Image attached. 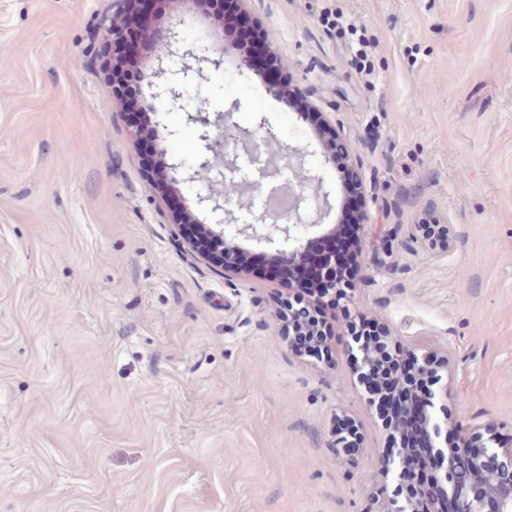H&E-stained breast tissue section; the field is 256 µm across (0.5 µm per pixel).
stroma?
I'll list each match as a JSON object with an SVG mask.
<instances>
[{"label": "stroma", "instance_id": "obj_1", "mask_svg": "<svg viewBox=\"0 0 512 512\" xmlns=\"http://www.w3.org/2000/svg\"><path fill=\"white\" fill-rule=\"evenodd\" d=\"M116 8L0 0V512H383L389 432L343 345L360 316L448 355L447 411L511 437L512 0H250L365 185L360 275L314 365L286 287L224 279L161 209L112 91ZM224 58L169 113L160 164L193 166L199 97L305 141L233 41Z\"/></svg>", "mask_w": 512, "mask_h": 512}]
</instances>
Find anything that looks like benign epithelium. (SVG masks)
Returning a JSON list of instances; mask_svg holds the SVG:
<instances>
[{
	"instance_id": "1",
	"label": "benign epithelium",
	"mask_w": 512,
	"mask_h": 512,
	"mask_svg": "<svg viewBox=\"0 0 512 512\" xmlns=\"http://www.w3.org/2000/svg\"><path fill=\"white\" fill-rule=\"evenodd\" d=\"M122 2V11L117 19L109 23L112 39L121 38L123 24L143 26L153 31L154 40L149 46L178 43L182 45V56L200 63L196 68L186 63L175 69L169 68L161 72L160 81L148 84L150 98L160 104L154 109L156 119L150 129L144 131L133 126L131 133L136 149L148 144L161 151L166 140L179 135L178 130L168 123L167 113L181 108L185 86L193 77H203L201 64L208 63L218 69L224 63V41L229 36L224 26V0H175L177 8L190 4L206 11L211 26L208 51L214 54L212 58L201 54L194 45L184 43L174 28L162 29L157 26L156 17L139 10L140 0ZM272 89L289 97L301 117L318 111L310 95L292 84L287 76L283 82L272 85ZM236 109L234 105L225 112H217L213 119L208 110H198L188 115V121L198 125L200 133L195 169L187 180H194L201 172L220 173L224 168L236 177V169L230 167L227 160V148L231 145L235 149L243 148L251 162L258 165L256 173L237 177L233 182L236 195L253 198L254 188L259 185L265 186L267 192L275 189L276 185L272 184L270 178L276 175L277 161L281 160L284 168L291 172L288 187L292 201L287 213L275 216L264 209L253 216L248 224H200L190 211L169 210L170 223L177 227L179 235L200 255L214 262L226 278L249 271V266L239 256L253 248L267 254L272 262L281 260L284 255L290 261H299L304 258L312 238H334L341 234L346 224L350 223L345 212L336 216L334 224L322 223L333 210L324 171L336 167L339 152L349 162V167L356 169V165L350 162L351 149L342 136L341 124L331 113H320L319 125L311 128V139L321 147L319 164L313 166L305 163L306 148L283 146L263 116L256 118L253 131L244 132L233 120ZM226 180L228 176L221 177L218 188H211L199 196L198 204L209 207L213 212L227 211L231 198L221 190ZM347 353L355 362L357 379H365L378 354L356 340L348 345ZM410 357L413 359L411 373L414 376L427 379L432 386L442 385V392L430 388L426 394L417 397V401L424 408L425 424L430 433L433 461L431 479L436 490L448 497L449 512H512V443H504L491 435L481 440L477 450L466 451L464 447L470 443L469 429L460 427L456 431L458 447H449L448 426L436 421L440 394H448V358L440 359L433 354L418 356L414 353ZM392 448V454L387 456L383 477L391 474L401 482L412 468L410 456L403 439L395 434L392 435Z\"/></svg>"
}]
</instances>
